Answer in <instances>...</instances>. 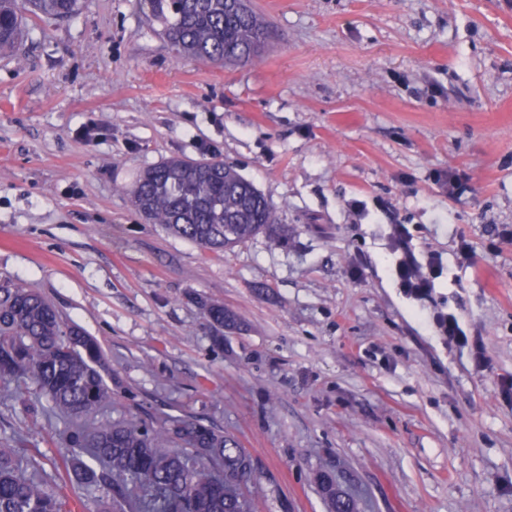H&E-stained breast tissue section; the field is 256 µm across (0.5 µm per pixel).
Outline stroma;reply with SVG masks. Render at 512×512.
I'll return each mask as SVG.
<instances>
[{"label":"stroma","mask_w":512,"mask_h":512,"mask_svg":"<svg viewBox=\"0 0 512 512\" xmlns=\"http://www.w3.org/2000/svg\"><path fill=\"white\" fill-rule=\"evenodd\" d=\"M252 6L270 38L243 66L177 59L139 0H82L31 25L23 65L0 58V279L98 339L102 421L234 436L254 512H328L320 470L364 512H512V0ZM214 156L293 227L288 246L213 254L135 209L145 170ZM448 170L463 190L435 183ZM393 212L461 276L459 335L404 294ZM200 298L242 320L223 346ZM37 399L0 384V444L21 439L49 488L98 512L63 486L65 422L25 412Z\"/></svg>","instance_id":"1"}]
</instances>
